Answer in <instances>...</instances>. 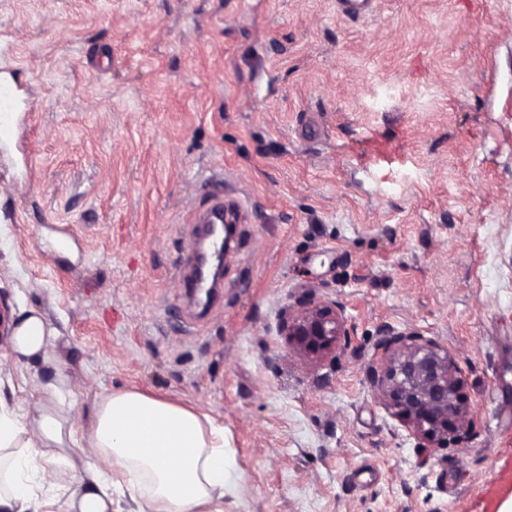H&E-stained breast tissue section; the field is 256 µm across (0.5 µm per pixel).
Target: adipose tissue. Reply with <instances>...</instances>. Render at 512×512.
<instances>
[{
  "label": "adipose tissue",
  "mask_w": 512,
  "mask_h": 512,
  "mask_svg": "<svg viewBox=\"0 0 512 512\" xmlns=\"http://www.w3.org/2000/svg\"><path fill=\"white\" fill-rule=\"evenodd\" d=\"M60 337L38 311L14 313L9 349L48 362ZM55 377L38 387L34 413L14 415L0 398V512H224L230 481L224 428L208 414L124 390L76 421ZM91 461L78 468L71 448Z\"/></svg>",
  "instance_id": "obj_1"
}]
</instances>
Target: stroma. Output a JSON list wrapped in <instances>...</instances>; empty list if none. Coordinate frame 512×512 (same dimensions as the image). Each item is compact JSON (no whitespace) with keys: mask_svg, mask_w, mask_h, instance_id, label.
<instances>
[{"mask_svg":"<svg viewBox=\"0 0 512 512\" xmlns=\"http://www.w3.org/2000/svg\"><path fill=\"white\" fill-rule=\"evenodd\" d=\"M37 89L0 148V312L61 331L16 387L74 413L134 389L224 426V512H468L512 448V0H0V70ZM249 208L210 314L179 268L204 178ZM70 247H54L58 226ZM335 306L336 347L285 336ZM447 347L472 418L430 441L369 377L386 334ZM342 328L343 322L336 308L309 303L288 317L285 336H288V342L305 353L318 355L336 347Z\"/></svg>","mask_w":512,"mask_h":512,"instance_id":"35a3bbf8","label":"stroma"}]
</instances>
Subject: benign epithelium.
<instances>
[{"mask_svg":"<svg viewBox=\"0 0 512 512\" xmlns=\"http://www.w3.org/2000/svg\"><path fill=\"white\" fill-rule=\"evenodd\" d=\"M343 322L336 309L305 304L288 319L286 336L307 354L336 347ZM373 385L398 415L426 437L458 432L468 408L458 366L448 349L411 334H388L378 345L369 371Z\"/></svg>","mask_w":512,"mask_h":512,"instance_id":"7a95c632","label":"benign epithelium"}]
</instances>
